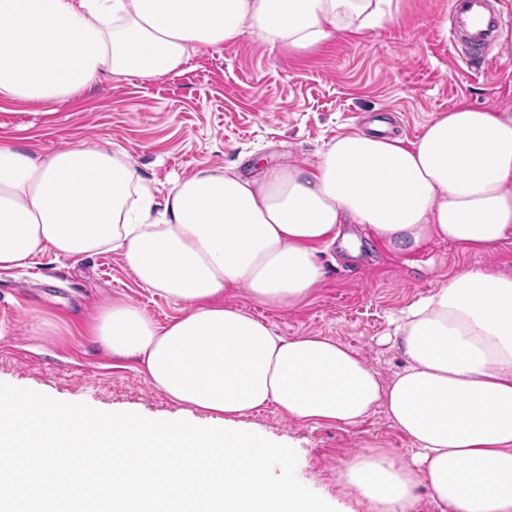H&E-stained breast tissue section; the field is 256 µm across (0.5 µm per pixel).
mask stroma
<instances>
[{"label": "stroma", "mask_w": 512, "mask_h": 512, "mask_svg": "<svg viewBox=\"0 0 512 512\" xmlns=\"http://www.w3.org/2000/svg\"><path fill=\"white\" fill-rule=\"evenodd\" d=\"M449 0H409L400 20L362 35L345 33L314 53L269 50L244 35L192 57L161 82L102 80L50 105L0 103V138L24 137L46 155L76 144L111 142L128 151L138 173L159 193L202 168L257 163L312 166L323 144L364 130L374 119L413 142L425 126L460 102L512 110V38L487 55L480 71L454 60L438 29ZM324 276L311 298L272 308L233 288L225 301L273 325L280 335L327 336L358 351L390 379L406 364L390 318L459 272L491 267L512 275V242L468 252L441 240L400 256L362 241L357 255L323 248ZM138 305L158 325L179 313L171 301L141 288L112 251L70 259L46 254L31 267L0 270V392L28 391L50 402L101 411L182 416L134 358L107 355L88 333L97 309L113 301ZM246 423L293 448L275 479L290 477L309 494L336 501L339 512H366L338 477L352 455L381 445L399 459L409 441L384 415L343 427L300 423L270 406Z\"/></svg>", "instance_id": "stroma-1"}]
</instances>
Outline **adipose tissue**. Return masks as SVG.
<instances>
[{"label": "adipose tissue", "instance_id": "adipose-tissue-1", "mask_svg": "<svg viewBox=\"0 0 512 512\" xmlns=\"http://www.w3.org/2000/svg\"><path fill=\"white\" fill-rule=\"evenodd\" d=\"M404 0H0V102L55 104L109 78L156 82L242 33L312 52L397 20ZM358 224L392 251L432 239L482 252L512 240V112L462 102L417 142L356 130L313 167L202 168L154 194L126 150L36 155L0 139V270L45 253L119 254L136 283L181 308L157 325L107 306L92 334L138 358L159 391L207 423L107 414L0 395V512H330L265 462L289 448L245 429L273 405L297 422L353 426L377 411L413 446L355 453L341 482L369 512H404L425 486L443 512H512V275L470 268L395 318L406 358L390 380L326 336L285 337L224 292L306 302L321 245ZM96 448L97 463L71 451Z\"/></svg>", "mask_w": 512, "mask_h": 512}]
</instances>
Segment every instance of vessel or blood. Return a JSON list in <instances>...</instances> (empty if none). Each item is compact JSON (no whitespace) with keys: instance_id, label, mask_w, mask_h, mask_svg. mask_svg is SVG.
Returning a JSON list of instances; mask_svg holds the SVG:
<instances>
[{"instance_id":"1","label":"vessel or blood","mask_w":512,"mask_h":512,"mask_svg":"<svg viewBox=\"0 0 512 512\" xmlns=\"http://www.w3.org/2000/svg\"><path fill=\"white\" fill-rule=\"evenodd\" d=\"M448 44L466 66H481L484 52L512 30L492 0H450Z\"/></svg>"}]
</instances>
